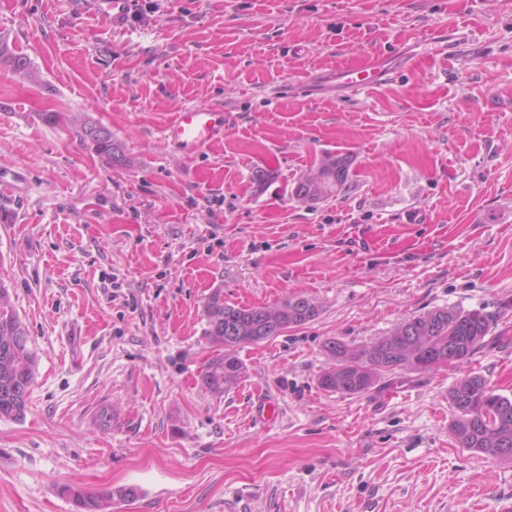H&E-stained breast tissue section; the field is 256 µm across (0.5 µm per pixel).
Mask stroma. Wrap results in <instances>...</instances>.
Instances as JSON below:
<instances>
[{"instance_id":"stroma-1","label":"stroma","mask_w":512,"mask_h":512,"mask_svg":"<svg viewBox=\"0 0 512 512\" xmlns=\"http://www.w3.org/2000/svg\"><path fill=\"white\" fill-rule=\"evenodd\" d=\"M139 4L116 32L89 0H0V172L25 177L0 187V283L38 356L24 418L0 419V512H74L65 484L136 487L114 512H512V463L460 448L448 402L473 375L512 398V0ZM451 25L475 58L425 53ZM372 56L392 71L372 90L298 88ZM190 104L226 125L189 156L161 130ZM87 119L129 166L83 142ZM339 154L345 189L299 201ZM217 290L320 309L239 346L221 396L200 377ZM444 307L490 321L467 362L320 387L327 339L363 346Z\"/></svg>"}]
</instances>
